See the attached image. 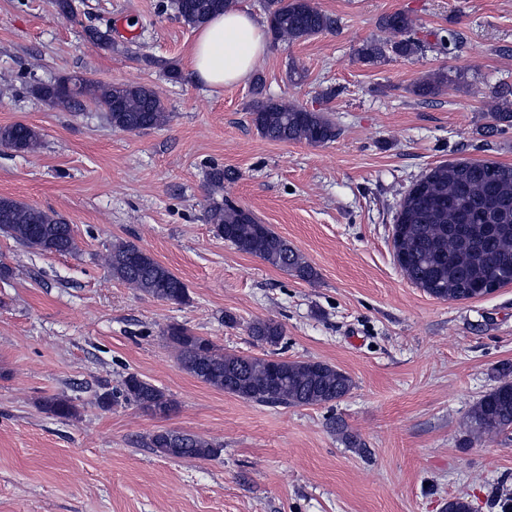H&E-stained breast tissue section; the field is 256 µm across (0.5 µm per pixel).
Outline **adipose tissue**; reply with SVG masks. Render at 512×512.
Instances as JSON below:
<instances>
[{"label":"adipose tissue","instance_id":"obj_1","mask_svg":"<svg viewBox=\"0 0 512 512\" xmlns=\"http://www.w3.org/2000/svg\"><path fill=\"white\" fill-rule=\"evenodd\" d=\"M267 52L263 25L235 7L199 27L188 50L195 80L211 90L247 81Z\"/></svg>","mask_w":512,"mask_h":512}]
</instances>
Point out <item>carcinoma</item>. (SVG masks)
Listing matches in <instances>:
<instances>
[{"instance_id": "1", "label": "carcinoma", "mask_w": 512, "mask_h": 512, "mask_svg": "<svg viewBox=\"0 0 512 512\" xmlns=\"http://www.w3.org/2000/svg\"><path fill=\"white\" fill-rule=\"evenodd\" d=\"M233 0H175L183 22L196 28L226 11ZM267 21L273 39L303 41L334 29L336 21L319 10L313 0H267ZM392 34L388 40H371L357 49L358 58L379 65L393 58L410 60L426 44L413 36L414 23L407 15L392 13L380 20ZM464 71L441 69L416 82L410 92L427 98L460 82ZM42 99L53 104H72L79 96L93 98L106 112L112 130L139 132L166 124L168 113L157 93L139 84L94 85L70 80L37 87ZM490 130L512 127L508 103L491 113ZM257 132L273 141L305 142L320 146L336 140V123L325 113L268 99L251 112ZM0 145L15 151L34 152L38 133L24 123L0 127ZM207 183L216 192L232 173L213 166ZM217 236L238 251L256 256L269 265L313 281L317 271L272 228L249 210L228 201L216 202L207 215ZM0 231L27 247L46 253L66 254L78 249L70 225L38 207L0 197ZM393 258L403 276L428 295L443 300L481 296L479 289L495 283L512 284V165L493 161L455 160L436 165L406 191L392 226ZM112 277L164 302L185 304L187 285L153 256L130 243H117L104 255ZM250 336L271 348L263 357L240 356L218 349L210 340L172 324L165 336L178 351L180 367L201 382L245 400L274 406L332 404L354 386L352 378L321 361H289L276 353L284 328L274 320L256 321ZM122 400L157 416H167L175 402L162 389L134 374L120 387L99 397L102 405ZM47 411L57 417L74 415L66 399L48 397ZM466 428L473 437L505 434L512 430V367L502 368L498 385L485 392L470 408ZM146 447L174 459H212L221 445L175 430L148 435Z\"/></svg>"}]
</instances>
